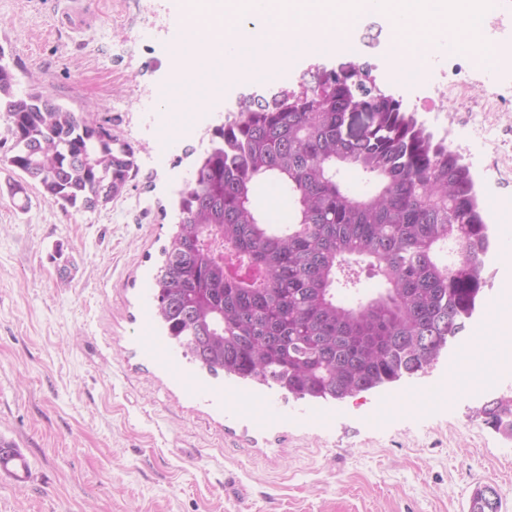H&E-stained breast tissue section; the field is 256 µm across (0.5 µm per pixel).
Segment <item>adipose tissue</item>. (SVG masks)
<instances>
[{"label": "adipose tissue", "instance_id": "adipose-tissue-1", "mask_svg": "<svg viewBox=\"0 0 512 512\" xmlns=\"http://www.w3.org/2000/svg\"><path fill=\"white\" fill-rule=\"evenodd\" d=\"M499 288L498 295L487 303L473 336L464 342L461 356L449 366L443 385L415 395H394L391 410L380 411L378 421H385L393 411L400 413L445 405L494 376L512 370V363L505 361L501 353L504 339L512 337V264L503 270Z\"/></svg>", "mask_w": 512, "mask_h": 512}]
</instances>
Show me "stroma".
<instances>
[{"label": "stroma", "mask_w": 512, "mask_h": 512, "mask_svg": "<svg viewBox=\"0 0 512 512\" xmlns=\"http://www.w3.org/2000/svg\"><path fill=\"white\" fill-rule=\"evenodd\" d=\"M0 0V50L14 91L37 90L107 122L134 150L124 192L92 211L63 210L27 182L26 208L0 164V443L19 448L30 479L0 476V512H467L491 487L512 512V437L482 411L504 385L374 419L393 393L439 378L462 338L423 372L342 400L298 399L277 388L213 377L161 337L153 278L212 130L243 99L227 91L186 143L160 157L157 87L181 39L179 0ZM390 30L370 16L354 52L301 61L297 72L353 61L380 77ZM471 93L425 111L428 82H382L435 139L462 146L480 199L512 202V95L493 113L496 138L470 146L469 114L495 89L492 68L461 59ZM317 424H310V417Z\"/></svg>", "instance_id": "35a3bbf8"}]
</instances>
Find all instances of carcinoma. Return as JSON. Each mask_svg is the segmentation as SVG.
Listing matches in <instances>:
<instances>
[{"label": "carcinoma", "instance_id": "obj_1", "mask_svg": "<svg viewBox=\"0 0 512 512\" xmlns=\"http://www.w3.org/2000/svg\"><path fill=\"white\" fill-rule=\"evenodd\" d=\"M366 73L318 67L303 91L249 97L198 157L154 298L167 338L210 375L344 399L424 370L466 330L491 250L469 167ZM0 107L12 135L0 163L62 209L93 210L132 178L128 144L39 91L17 96L4 64ZM357 109L372 119L349 136ZM343 169L375 191L351 192ZM262 182L288 202L285 221L256 204ZM365 271L382 291L345 304ZM483 414L512 435V395Z\"/></svg>", "mask_w": 512, "mask_h": 512}]
</instances>
